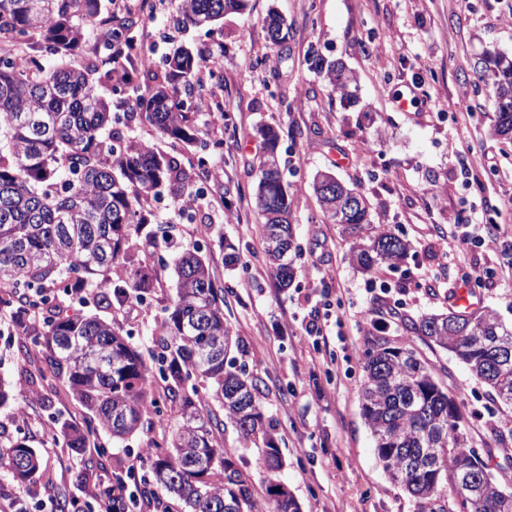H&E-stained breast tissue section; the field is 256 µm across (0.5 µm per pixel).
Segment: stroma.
Masks as SVG:
<instances>
[{
    "label": "stroma",
    "mask_w": 512,
    "mask_h": 512,
    "mask_svg": "<svg viewBox=\"0 0 512 512\" xmlns=\"http://www.w3.org/2000/svg\"><path fill=\"white\" fill-rule=\"evenodd\" d=\"M108 6L135 21L145 54L164 56L181 43L202 56L224 53L220 74L199 67L192 102L200 135L224 141L202 177L204 197L188 217L168 196L153 210L158 223L176 225L178 242H200L212 257L214 275L228 290L224 316L240 342L236 357L263 383L264 411L282 438L280 477L301 512H418L376 458L361 415L362 358L380 338L417 348L459 399L468 435L500 484L512 489V411L413 328L423 314L448 311L455 278L475 266L499 270L478 289V306L512 322V256L448 237L503 223L512 210V144L492 135L489 90L475 71L486 52L512 56V0H246L243 11L226 14L211 30L176 28V0ZM273 10L288 24L280 45L265 23ZM336 61L357 78V104H344L319 69ZM413 89L415 101L397 107ZM266 126L280 135L292 200L298 277L285 290L258 259L262 219L252 192ZM324 171L368 197L373 222L407 240L408 259L372 277L359 271L350 238L319 218L313 180ZM206 225L219 237L204 235ZM230 253L249 262L248 272L227 266ZM170 293L164 285L142 305L90 304L84 311L132 331L145 351ZM317 311L325 315L324 332L307 335ZM382 319L388 327L379 333L372 324ZM43 366L38 352L20 354L17 325L0 319V381L9 393L0 421L23 420L45 473L33 488L0 468V505L19 497L33 510L55 503L83 463L45 436L50 414L78 422L82 411L66 387L41 379ZM36 389L49 393L52 409L33 398ZM165 429L151 416L130 443L102 436L109 452L101 465L136 462Z\"/></svg>",
    "instance_id": "stroma-1"
}]
</instances>
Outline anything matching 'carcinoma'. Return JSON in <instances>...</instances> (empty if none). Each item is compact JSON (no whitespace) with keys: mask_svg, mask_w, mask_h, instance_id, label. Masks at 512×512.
<instances>
[{"mask_svg":"<svg viewBox=\"0 0 512 512\" xmlns=\"http://www.w3.org/2000/svg\"><path fill=\"white\" fill-rule=\"evenodd\" d=\"M245 0H179V22L210 26L243 9ZM104 0H0V307L52 314L40 332L23 329L19 352L37 348L50 376L63 383L85 410L81 423L51 417L53 441L76 456L94 447L105 432L119 442L140 432L148 415L177 413L145 461L140 495L155 500L160 512H301L278 479L283 467L277 427L263 408L257 380L231 355L232 330L224 318V284L212 272L200 244L178 245L171 226L152 220L151 204L163 191L178 195L194 181L173 154L129 140L136 112L117 104L137 93L135 105L161 133L187 146L199 141L189 90L197 54L179 46L159 68L143 69L134 83L133 60L112 64L110 40L137 43L135 22L112 25ZM104 39L86 49V28ZM273 43L286 40L285 19L272 12ZM27 52L16 63L14 49ZM105 55V65H77L84 53ZM492 98L494 133H512V57L501 53L477 63ZM324 78L349 96L356 79L330 65ZM267 154L257 164L254 207L264 217L261 260L282 289L297 277L288 260L295 248L291 200L277 155L279 134L262 129ZM329 221L356 236L353 261L366 274L392 269L407 256L408 243L371 225L370 203L347 208L341 196L316 193ZM172 268L174 294L162 308L159 332L149 355L130 341L131 333L112 321L48 306L61 286L80 292V302L122 307L144 301ZM414 329L422 339L468 366L496 401L512 408V326L490 310L424 314ZM360 410L379 462L390 480L418 504V512H448L461 485L474 490L469 512H512V491L502 487L473 444L457 400L434 378L411 346L375 341L365 352ZM164 383L165 402L154 387ZM231 425L242 447L256 450L265 475L260 501L251 474L224 451L223 426ZM0 467L14 479L34 485L40 458L15 424L0 422ZM131 470L101 474L84 465L73 484L93 491L98 512H130L126 492ZM59 512H85L80 500L59 493Z\"/></svg>","mask_w":512,"mask_h":512,"instance_id":"cac0c4a2","label":"carcinoma"}]
</instances>
